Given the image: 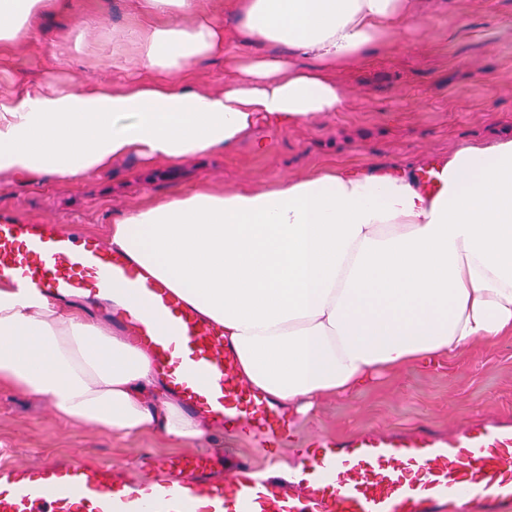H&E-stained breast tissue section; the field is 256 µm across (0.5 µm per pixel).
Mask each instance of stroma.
I'll use <instances>...</instances> for the list:
<instances>
[{
    "mask_svg": "<svg viewBox=\"0 0 512 512\" xmlns=\"http://www.w3.org/2000/svg\"><path fill=\"white\" fill-rule=\"evenodd\" d=\"M423 26L406 25L393 42L360 64L337 71L343 111L302 125L256 129L234 148L178 166L144 167L136 158L109 172L65 184L50 178L0 176V218L68 229L78 224L108 239L113 224L159 198L206 184L234 190L296 178L339 163L359 170L391 162L423 170L465 141L512 137V0H420ZM135 23L126 0H75L74 10L47 18L44 33L74 66L58 70L48 47L32 46L0 60V94L47 75L70 82L117 78L102 60ZM288 458L303 442L419 426L451 433L479 421H512V338L477 343L459 360L406 368L349 397L326 398L289 416ZM121 460L150 470L159 455L239 456L262 463L268 454L248 435L220 431L176 444L146 432L126 437L61 419L44 400L0 388V454L35 463L39 456Z\"/></svg>",
    "mask_w": 512,
    "mask_h": 512,
    "instance_id": "obj_1",
    "label": "stroma"
}]
</instances>
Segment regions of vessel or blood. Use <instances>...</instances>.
<instances>
[{
  "mask_svg": "<svg viewBox=\"0 0 512 512\" xmlns=\"http://www.w3.org/2000/svg\"><path fill=\"white\" fill-rule=\"evenodd\" d=\"M0 283L50 301L121 288L134 304L125 327L188 412L262 448L283 443L285 415L240 381L223 326L98 237L0 221ZM295 457L284 479L271 458H238L225 475L204 455L162 458L145 474L79 454L0 464V512H498L512 502V426L317 438Z\"/></svg>",
  "mask_w": 512,
  "mask_h": 512,
  "instance_id": "1",
  "label": "vessel or blood"
}]
</instances>
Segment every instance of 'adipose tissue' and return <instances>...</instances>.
Returning a JSON list of instances; mask_svg holds the SVG:
<instances>
[{
    "instance_id": "1",
    "label": "adipose tissue",
    "mask_w": 512,
    "mask_h": 512,
    "mask_svg": "<svg viewBox=\"0 0 512 512\" xmlns=\"http://www.w3.org/2000/svg\"><path fill=\"white\" fill-rule=\"evenodd\" d=\"M131 4L140 23L112 67L134 58L142 76L0 95V174L73 182L130 157L176 165L231 149L260 123L342 111L335 71L420 18L415 0H233L235 41L286 53L238 61L223 89L203 90L190 69L224 57L225 18L202 0ZM66 7L0 0V51L36 42L40 18ZM436 167L434 194L397 165L199 189L131 212L108 244L223 325L243 382L305 413L380 376L512 338V138L460 144ZM0 387L126 436L210 433L131 337L2 286Z\"/></svg>"
}]
</instances>
